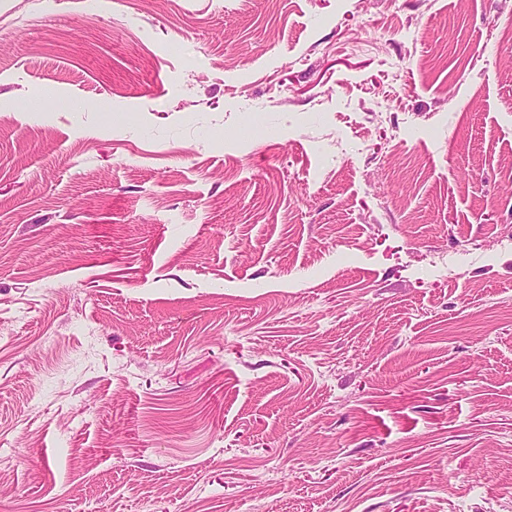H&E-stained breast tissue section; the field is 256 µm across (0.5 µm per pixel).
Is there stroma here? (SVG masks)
<instances>
[{"label": "stroma", "mask_w": 512, "mask_h": 512, "mask_svg": "<svg viewBox=\"0 0 512 512\" xmlns=\"http://www.w3.org/2000/svg\"><path fill=\"white\" fill-rule=\"evenodd\" d=\"M0 512H512V0H0Z\"/></svg>", "instance_id": "1"}]
</instances>
